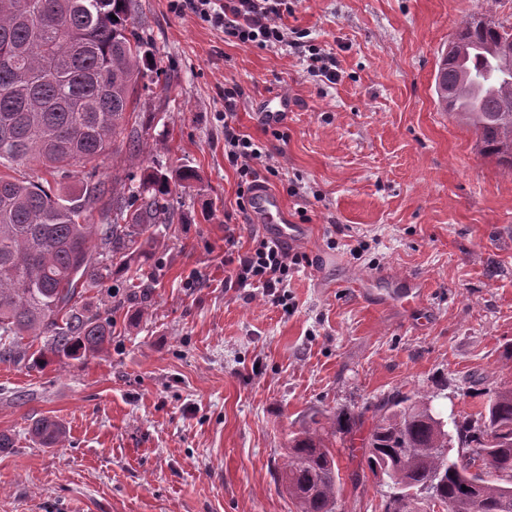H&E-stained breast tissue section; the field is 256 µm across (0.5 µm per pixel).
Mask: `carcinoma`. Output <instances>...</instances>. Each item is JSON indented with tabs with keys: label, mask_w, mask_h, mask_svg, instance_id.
I'll return each mask as SVG.
<instances>
[{
	"label": "carcinoma",
	"mask_w": 512,
	"mask_h": 512,
	"mask_svg": "<svg viewBox=\"0 0 512 512\" xmlns=\"http://www.w3.org/2000/svg\"><path fill=\"white\" fill-rule=\"evenodd\" d=\"M471 23L459 25L465 52L441 58L436 94L476 132L483 154L512 170V74L490 53L512 45V29ZM156 75L130 0H0L1 362L79 360L110 343L111 323L89 293L149 244L141 236L170 222L171 185L152 173L117 195L96 173ZM27 163L60 177L56 187L16 175ZM73 167L87 170L78 189L65 183ZM337 425L350 434L356 422ZM453 426L416 394L395 391L375 406L362 447L387 487L384 512H418L429 498L445 512H512V385ZM336 430L314 418L291 440L280 480L297 512L339 508ZM32 432L46 447L65 434L47 418ZM454 441L463 449L455 456Z\"/></svg>",
	"instance_id": "cac0c4a2"
}]
</instances>
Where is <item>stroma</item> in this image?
Returning <instances> with one entry per match:
<instances>
[{
    "mask_svg": "<svg viewBox=\"0 0 512 512\" xmlns=\"http://www.w3.org/2000/svg\"><path fill=\"white\" fill-rule=\"evenodd\" d=\"M161 75L134 103L139 163L116 142L104 182L158 172L173 222L130 257L146 295L113 270L91 305L112 319L97 356L39 368L0 362V512H296L277 480L292 433L311 416L371 425L402 390L456 418L512 383V171L439 112L434 79L459 22L512 29V0H298L285 17L336 58L335 83L300 50L225 37L169 0H133ZM241 130L265 145L263 186L302 225L288 304L227 287L268 234L239 213L224 159V90ZM292 100L279 129L273 97ZM191 169L194 180L180 185ZM419 278L412 304L390 280ZM66 429L46 448L32 423ZM361 433L337 435L343 512H383L382 478Z\"/></svg>",
    "mask_w": 512,
    "mask_h": 512,
    "instance_id": "stroma-1",
    "label": "stroma"
}]
</instances>
